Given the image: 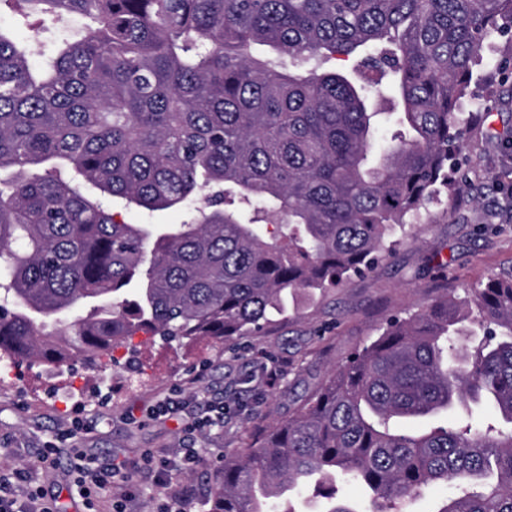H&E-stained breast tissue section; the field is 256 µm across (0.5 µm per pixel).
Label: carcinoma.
<instances>
[{"label": "carcinoma", "instance_id": "carcinoma-1", "mask_svg": "<svg viewBox=\"0 0 512 512\" xmlns=\"http://www.w3.org/2000/svg\"><path fill=\"white\" fill-rule=\"evenodd\" d=\"M0 362L139 333L231 341L372 270L448 189L473 67L512 0H0ZM359 56L352 72L330 69ZM205 206L172 228L116 219ZM274 224L267 236L262 224ZM512 512V275L394 315L208 512Z\"/></svg>", "mask_w": 512, "mask_h": 512}]
</instances>
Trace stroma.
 I'll return each mask as SVG.
<instances>
[{"mask_svg":"<svg viewBox=\"0 0 512 512\" xmlns=\"http://www.w3.org/2000/svg\"><path fill=\"white\" fill-rule=\"evenodd\" d=\"M464 114L486 118L463 129L459 159L469 188L409 221L393 254L365 276L288 311L265 332L229 343L165 345L145 335L118 344L114 360L37 363L0 373V474L23 471L12 492L42 488L56 512H109L111 497L135 486L127 512H162L170 495L182 512H207L218 467L287 420L355 349L376 339L386 319L410 314L448 288L461 294L489 275L512 271V19L503 18L475 68ZM226 406L222 423L186 438L180 422L159 416L133 423L127 413L163 401L174 389ZM83 428L74 429V420ZM67 440H60L62 432ZM58 442L53 462L47 443ZM196 448L198 464L158 491L136 464L143 449L170 458ZM122 467L111 491L78 493L71 449Z\"/></svg>","mask_w":512,"mask_h":512,"instance_id":"35a3bbf8","label":"stroma"}]
</instances>
